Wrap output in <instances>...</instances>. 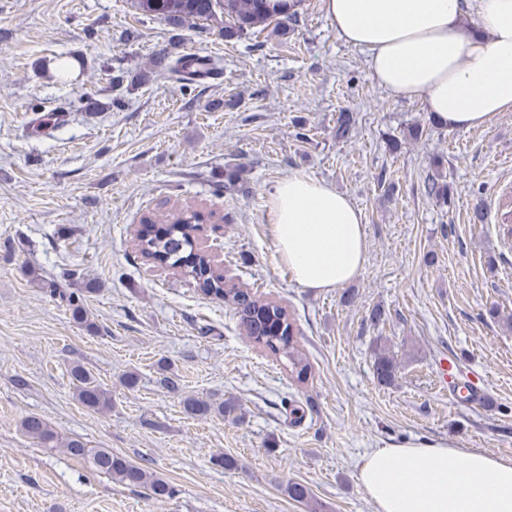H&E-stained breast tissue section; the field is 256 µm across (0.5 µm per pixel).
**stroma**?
<instances>
[{"mask_svg": "<svg viewBox=\"0 0 512 512\" xmlns=\"http://www.w3.org/2000/svg\"><path fill=\"white\" fill-rule=\"evenodd\" d=\"M219 28L176 29L132 0H0V512H308L285 493L291 481L323 512H374L358 483L373 449L446 441L512 462V112L469 130L433 124L337 40L322 0H302L285 36L227 41ZM165 49L211 56L222 75L187 89L137 82ZM55 104L68 122L34 134L31 120ZM343 111L357 119L346 142L335 136ZM438 159L455 187L449 207L426 190ZM294 173L363 215L354 303L298 285L278 258L267 202ZM479 198L487 219L474 224ZM188 207L213 215L199 240L226 284L294 318L306 381L245 335L232 302L137 250L143 217ZM53 284L83 290L88 322ZM380 336L401 362L391 387L372 374ZM444 357L480 379L479 402L440 383ZM162 362L175 387L161 384ZM77 365L110 391V410L77 401ZM189 395L234 399L242 418L188 416ZM33 413L144 464L172 496L41 447L19 427Z\"/></svg>", "mask_w": 512, "mask_h": 512, "instance_id": "stroma-1", "label": "stroma"}]
</instances>
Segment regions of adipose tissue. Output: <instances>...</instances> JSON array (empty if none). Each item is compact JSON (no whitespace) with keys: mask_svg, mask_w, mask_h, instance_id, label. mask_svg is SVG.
I'll use <instances>...</instances> for the list:
<instances>
[{"mask_svg":"<svg viewBox=\"0 0 512 512\" xmlns=\"http://www.w3.org/2000/svg\"><path fill=\"white\" fill-rule=\"evenodd\" d=\"M339 41L367 55L373 79L442 126L468 130L512 111V0H323ZM476 21L464 25L467 14ZM277 252L305 288L339 289L361 271L362 214L304 174L274 186ZM375 512H512V463L444 441L379 448L362 461Z\"/></svg>","mask_w":512,"mask_h":512,"instance_id":"ef3b65f1","label":"adipose tissue"}]
</instances>
